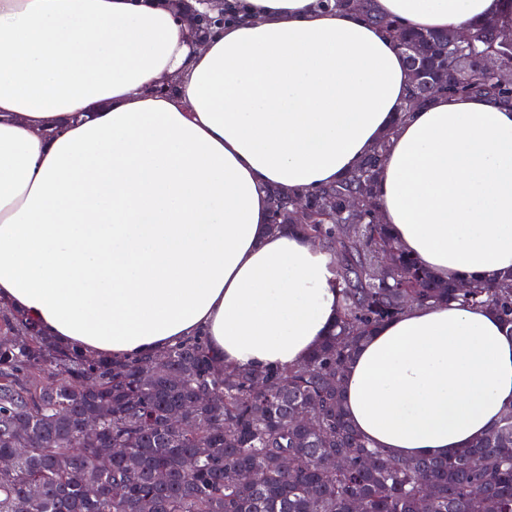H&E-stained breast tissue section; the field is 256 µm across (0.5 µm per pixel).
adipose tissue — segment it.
Masks as SVG:
<instances>
[{
	"instance_id": "obj_1",
	"label": "adipose tissue",
	"mask_w": 512,
	"mask_h": 512,
	"mask_svg": "<svg viewBox=\"0 0 512 512\" xmlns=\"http://www.w3.org/2000/svg\"><path fill=\"white\" fill-rule=\"evenodd\" d=\"M248 22L190 44L158 0H0V303L113 359L204 333L230 367L289 370L336 326L333 255L269 228L268 192L336 183L383 133L392 239L441 279L512 271V107L436 97L402 116L404 55L318 0H227ZM437 31L512 0H374ZM175 94L153 90L161 78ZM348 418L394 459L451 456L512 410V331L410 307L345 374Z\"/></svg>"
}]
</instances>
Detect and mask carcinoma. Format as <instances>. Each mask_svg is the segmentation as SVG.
Returning a JSON list of instances; mask_svg holds the SVG:
<instances>
[{"label": "carcinoma", "mask_w": 512, "mask_h": 512, "mask_svg": "<svg viewBox=\"0 0 512 512\" xmlns=\"http://www.w3.org/2000/svg\"><path fill=\"white\" fill-rule=\"evenodd\" d=\"M385 27L406 57L414 47L443 75L440 93L512 105V44L489 20L470 42L382 20L368 0H325ZM242 21L205 20L202 37ZM487 57L494 70L484 68ZM390 134L344 179L305 195L270 191L269 224H290L332 252L342 303L336 332L282 372L228 368L203 336L124 362L57 345L0 305V512H512V410L453 456L396 461L371 449L348 420L343 379L361 343L410 306L458 301L512 328V273L462 293L405 254L372 196ZM363 197L349 215L347 201ZM311 417L314 427L299 416ZM97 418L83 428L81 421ZM254 470L259 482L241 472Z\"/></svg>", "instance_id": "obj_1"}]
</instances>
